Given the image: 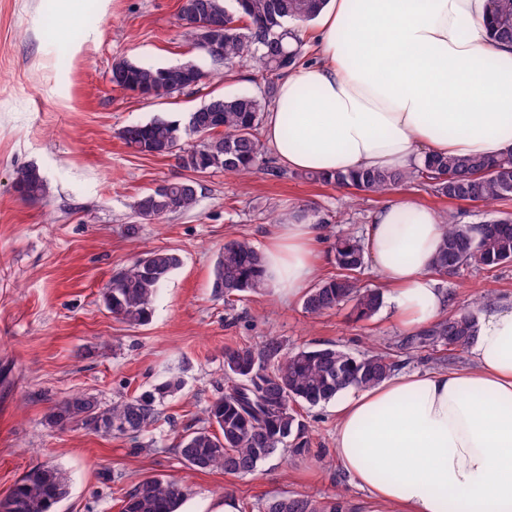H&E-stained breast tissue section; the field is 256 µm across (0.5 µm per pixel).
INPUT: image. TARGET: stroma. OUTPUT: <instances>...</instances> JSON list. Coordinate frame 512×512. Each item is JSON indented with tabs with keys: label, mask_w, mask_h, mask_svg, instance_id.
I'll return each mask as SVG.
<instances>
[{
	"label": "stroma",
	"mask_w": 512,
	"mask_h": 512,
	"mask_svg": "<svg viewBox=\"0 0 512 512\" xmlns=\"http://www.w3.org/2000/svg\"><path fill=\"white\" fill-rule=\"evenodd\" d=\"M180 0H0V496L32 467L52 463L68 478L56 512H121V492L146 477L191 490L181 512H215L234 500L238 512H263L275 496L317 499L342 492L348 512H371L336 460L333 403L299 406L309 454H276L252 474L199 471L175 446L224 384V350L333 343L353 354L390 348L405 336L389 307L355 320L344 306L317 317L302 298L250 293L234 305L212 294L214 264L226 242L245 239L264 249L276 217L295 207L326 223L317 248L321 278L335 274L331 249L344 232L363 234L376 210L411 200L452 212L463 224L485 220L482 206L448 202L410 184L385 195L308 182L264 149L246 177H200L198 203L155 223H139L136 199L185 178L174 157L150 156L119 136L158 115L184 118L210 97L256 94L265 77L245 61L224 66L192 45L176 21ZM119 58L154 66L188 60L211 80L168 98L115 87ZM37 165L46 195L25 201L14 191L17 170ZM138 224L136 236L126 227ZM167 248L181 266L162 287L149 323L115 318L101 293L114 272L143 251ZM449 310L481 302H512V264L442 277ZM177 376L159 420L138 437L108 438L81 427L59 429L46 417L55 403L84 392L111 403Z\"/></svg>",
	"instance_id": "stroma-1"
}]
</instances>
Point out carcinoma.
Listing matches in <instances>:
<instances>
[{"label":"carcinoma","mask_w":512,"mask_h":512,"mask_svg":"<svg viewBox=\"0 0 512 512\" xmlns=\"http://www.w3.org/2000/svg\"><path fill=\"white\" fill-rule=\"evenodd\" d=\"M327 0H184L177 14L179 25L193 44L215 61L231 64L246 59L266 71L269 78L258 94L214 96L190 113L182 124L159 115L124 128L121 139L138 152L173 155L191 173L141 196L136 215L146 221L195 208L196 176L229 172L246 176L261 154L258 130L276 94V80L296 67L303 56L304 24L317 18ZM487 26L492 41L512 43V0H489ZM205 72L194 61L167 66H144L121 58L112 65V84L128 91H144L164 98L198 86ZM300 177L357 191L385 194L418 182L441 199L480 203L491 207L512 198V154L496 159L481 155L431 156L412 171L365 170L353 174L306 172ZM14 189L24 200H37L47 184L39 167L22 168ZM447 231L432 262L435 274L490 270L512 263V215L500 213L472 226L444 215ZM334 262L338 274L306 293L303 307L319 316L351 305L356 319L373 317L382 306V293L364 289L359 274L365 264L362 241L350 234L337 239ZM172 250L142 253L128 268L115 273L103 293L106 308L117 318L142 325L152 315L153 300L161 286L180 267ZM214 296L232 304L248 292L266 289L261 253L246 239L224 244L211 281ZM477 316L461 309L399 344L400 353L441 346L464 350L474 341ZM398 361L395 354L374 350L355 356L331 343L285 350L270 338L258 349L250 346L224 350V389L203 410V425L180 437L176 451L189 467L221 470L243 476L270 457L288 451L307 452V426L295 405L317 406L349 388L373 387L390 377ZM183 388L172 376L141 393L102 404L96 396L76 393L56 403L47 416L54 427L81 426L115 438L139 434L155 423L160 406ZM67 493L62 471L40 465L26 472L6 494L7 512H53ZM188 490L172 480L145 478L131 486L122 499L121 512H177ZM264 512H346L342 494L324 500L295 494L275 497Z\"/></svg>","instance_id":"obj_1"}]
</instances>
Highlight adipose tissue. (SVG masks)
I'll list each match as a JSON object with an SVG mask.
<instances>
[{"mask_svg": "<svg viewBox=\"0 0 512 512\" xmlns=\"http://www.w3.org/2000/svg\"><path fill=\"white\" fill-rule=\"evenodd\" d=\"M488 0H329L314 62L279 82L264 139L299 172L411 170L427 154L512 152V46L492 42ZM309 215L281 217L262 251L276 296L319 275ZM440 215L402 200L379 208L365 253L407 330L447 308L430 272ZM470 363L399 373L336 398L334 449L373 512H512V305L479 319Z\"/></svg>", "mask_w": 512, "mask_h": 512, "instance_id": "ef3b65f1", "label": "adipose tissue"}]
</instances>
